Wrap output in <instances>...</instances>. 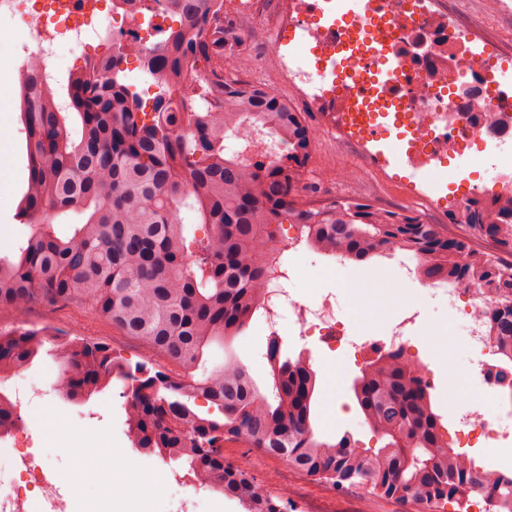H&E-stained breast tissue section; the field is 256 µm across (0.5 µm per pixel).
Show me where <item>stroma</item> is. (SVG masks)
I'll list each match as a JSON object with an SVG mask.
<instances>
[{
	"label": "stroma",
	"mask_w": 512,
	"mask_h": 512,
	"mask_svg": "<svg viewBox=\"0 0 512 512\" xmlns=\"http://www.w3.org/2000/svg\"><path fill=\"white\" fill-rule=\"evenodd\" d=\"M19 104L17 99L0 95V256H10L18 251L29 225L19 223L15 217L19 200L24 194L28 180V156L25 136L20 131ZM407 165L391 166L386 175L370 181L352 184L348 195L353 199L368 201L375 206L390 210L408 209L409 203L400 189V183L408 182ZM489 174L486 169L454 179L451 187L454 196L441 200L431 217L447 234H455L456 224L449 217L460 199L471 192L482 191L487 186ZM314 262L322 270L315 282L316 288L335 294L339 314L348 335L362 341L383 340L401 305L398 294L415 296V306L422 313L419 336L432 337L434 344L445 349L448 359L454 362L460 378L451 383L449 371L435 370L432 397L436 413L441 415L445 427H452L458 410L492 401L491 389L480 375L469 374L467 361L470 357L462 324L448 311V303L431 296L419 279L403 277L397 256L384 254L366 262H348L345 269H331V257L318 255ZM379 274L378 284L386 288L394 301L379 307L369 295L351 300L345 289L346 283L357 281L365 268ZM29 323L51 325L62 330L111 344L117 356L129 363L141 361L143 351L132 338L122 335L111 324L96 320L73 307L31 308L27 315ZM283 349L289 354H298L306 349L311 353V365L319 379L315 399L317 430L327 437L350 432L359 443L369 448L383 444L367 426L363 414L354 398L352 383L360 373L352 355L345 351L333 352L311 339H300L292 331V318L283 315ZM268 329L262 318H254L249 327L233 339L229 348L214 347L209 352L213 364H223L227 356H235L245 363L259 386H267L270 367L265 357ZM127 398L122 386H114L93 394L80 403L67 401L62 396L52 395L47 403L28 406L24 420L28 429L39 442L40 457L54 468L67 471L72 467V457L58 441V422L64 421L81 430L85 427V415H93L95 430L99 435L95 465L101 470L112 467L113 449H122L126 459L135 462L142 477L162 480L163 492L154 500L153 512H171V504L181 494L180 475L183 468L176 463H165L159 456L148 454L132 447L125 435V405ZM248 460L258 483L264 491L281 495L293 505L292 512H416L413 504L378 497L367 490L352 488L339 491L329 485L317 483L298 474L283 460L267 455L257 448L245 447L244 443H230L224 448L225 462L234 464ZM172 470L173 481H163V470Z\"/></svg>",
	"instance_id": "1"
}]
</instances>
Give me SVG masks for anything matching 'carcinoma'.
<instances>
[{
	"label": "carcinoma",
	"instance_id": "cac0c4a2",
	"mask_svg": "<svg viewBox=\"0 0 512 512\" xmlns=\"http://www.w3.org/2000/svg\"><path fill=\"white\" fill-rule=\"evenodd\" d=\"M177 24L145 49L138 36L117 52L87 55L66 78L67 106L45 85L40 65L19 77L21 131L29 178L17 219L32 227L18 252L0 257V373L15 372L51 344L60 394L80 403L117 383L127 394V437L135 448L183 465L193 481L238 500L246 512H290L288 500L257 491L248 465L224 466V444L242 441L337 490L362 487L409 502L418 512H464L475 498L486 512H512V475L451 448L428 386L403 351H379L353 392L372 431V450L349 432H316L317 376L268 337L271 378L260 389L230 357L204 369L207 347L225 343L257 314L260 288L284 274L276 224H293L308 245L323 240L346 259L404 250L418 275L454 288H492L500 305L489 336L504 353L497 377L512 384V261L480 251L411 214L350 198L303 200L298 184L313 134L288 102L261 83L228 76L224 0H112V11L151 21L158 7ZM155 87L145 106L124 76L128 56ZM209 234L189 239L181 210ZM466 227L512 255V206L471 198ZM77 217L59 237L51 218ZM35 306H75L137 340L134 365L104 342L27 327ZM179 368L162 370L155 354ZM202 398L218 414H202Z\"/></svg>",
	"mask_w": 512,
	"mask_h": 512
}]
</instances>
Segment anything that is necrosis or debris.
Here are the masks:
<instances>
[{
  "label": "necrosis or debris",
  "instance_id": "1",
  "mask_svg": "<svg viewBox=\"0 0 512 512\" xmlns=\"http://www.w3.org/2000/svg\"><path fill=\"white\" fill-rule=\"evenodd\" d=\"M341 0H247L243 16L244 36L263 28L274 47L269 64L288 76L292 92L308 111L320 117V136L337 141L341 148V173H348L349 159L367 161L364 175L376 163L368 137L381 115H388L396 130L393 142L406 159L423 164L430 172L424 188L409 185L408 197L426 210L440 201L448 187V159H456L460 172L483 165L496 154L499 175L490 190L512 196V74L499 67L502 43L481 28L466 22L457 0H357L352 28H341L335 18ZM0 15L11 25L0 28V42L9 44L8 59L0 71L14 77L29 62L43 66L44 80L56 84L58 37L88 49L103 37L123 44L129 33L143 42L155 35L152 25L133 22L131 16L113 13L111 0H100L95 13L85 11L83 0H0ZM21 39H14V31ZM339 64L338 76L321 82L316 77L318 60ZM397 73L384 79V63ZM453 314L464 320L472 354L471 370L490 375L502 358L488 336L486 312L495 305L491 293L440 288ZM262 313L270 333L280 331L282 308L294 315L298 336L314 338L329 350L346 347L354 358L367 359L376 350L411 346L419 313L408 308L389 327L384 341L358 343L347 339L337 317L334 297L322 295L317 302L291 297L285 280L274 281L261 294ZM503 410L474 408L460 412L453 432L457 443H478L493 451L512 445V428L504 424ZM0 448L14 465L0 477V512H153L151 492L115 494L96 486L93 471L83 473L80 483L60 489L53 470L35 464V441L23 422L0 435Z\"/></svg>",
  "mask_w": 512,
  "mask_h": 512
}]
</instances>
